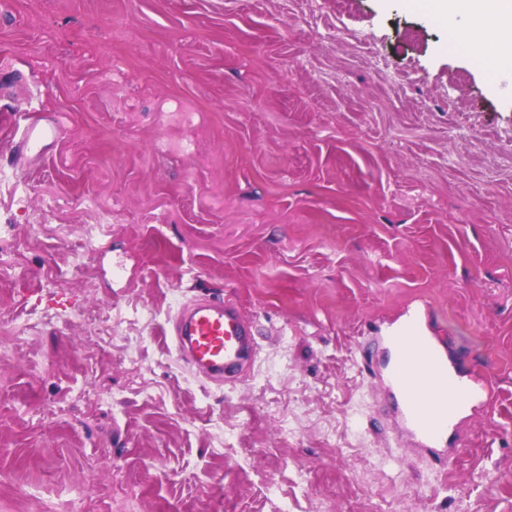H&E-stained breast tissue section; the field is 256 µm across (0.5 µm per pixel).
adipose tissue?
I'll return each mask as SVG.
<instances>
[{
  "label": "adipose tissue",
  "mask_w": 512,
  "mask_h": 512,
  "mask_svg": "<svg viewBox=\"0 0 512 512\" xmlns=\"http://www.w3.org/2000/svg\"><path fill=\"white\" fill-rule=\"evenodd\" d=\"M428 11L488 67L512 66V0H429Z\"/></svg>",
  "instance_id": "obj_1"
}]
</instances>
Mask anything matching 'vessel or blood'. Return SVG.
I'll list each match as a JSON object with an SVG mask.
<instances>
[{
	"instance_id": "b4317fda",
	"label": "vessel or blood",
	"mask_w": 512,
	"mask_h": 512,
	"mask_svg": "<svg viewBox=\"0 0 512 512\" xmlns=\"http://www.w3.org/2000/svg\"><path fill=\"white\" fill-rule=\"evenodd\" d=\"M58 126L30 121L17 144L16 156L25 159L33 148L54 142ZM176 349L186 363L215 382H234L250 369L258 343L253 325L231 304L198 299L184 305L174 324ZM401 359L390 383L398 418L418 447L434 448L458 427L459 409L474 404L480 387L456 377L448 353L427 336H399ZM453 402H446V392Z\"/></svg>"
}]
</instances>
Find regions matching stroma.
I'll return each instance as SVG.
<instances>
[{
  "mask_svg": "<svg viewBox=\"0 0 512 512\" xmlns=\"http://www.w3.org/2000/svg\"><path fill=\"white\" fill-rule=\"evenodd\" d=\"M198 296L254 323L242 380L176 352ZM412 310L493 391L454 454L388 403ZM361 488L512 512V88L398 0H0V512ZM58 136L56 122L47 120L41 122L39 119L30 121L23 129L17 144L16 156L18 161L25 160L27 153L33 148L53 143Z\"/></svg>",
  "mask_w": 512,
  "mask_h": 512,
  "instance_id": "35a3bbf8",
  "label": "stroma"
}]
</instances>
